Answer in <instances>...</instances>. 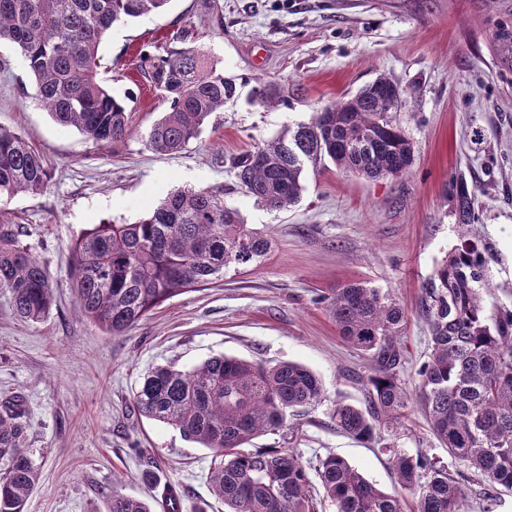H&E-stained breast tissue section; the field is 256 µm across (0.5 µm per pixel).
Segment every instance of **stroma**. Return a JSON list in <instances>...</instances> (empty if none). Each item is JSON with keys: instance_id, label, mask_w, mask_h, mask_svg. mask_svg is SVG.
Listing matches in <instances>:
<instances>
[{"instance_id": "1", "label": "stroma", "mask_w": 512, "mask_h": 512, "mask_svg": "<svg viewBox=\"0 0 512 512\" xmlns=\"http://www.w3.org/2000/svg\"><path fill=\"white\" fill-rule=\"evenodd\" d=\"M502 18L512 19V0H171L165 12L115 26L102 40L100 77L126 99L133 130L111 148L57 124L23 94L26 62L19 49L0 46L8 63L0 126L25 133L52 175L43 192L0 204L5 219L27 227L55 285L50 313L37 323L20 320L0 288V400L23 401L40 466L27 512H101L112 487L147 499L168 485L183 491L182 512H224L207 480L210 451L134 404L150 369L188 370L220 355L294 361L318 375L322 401L252 442L290 449L310 468L316 512H334L313 472L319 458L341 456L392 493L398 486L381 444L444 456L417 410L405 425L382 429L378 445L336 430V405L364 403L369 361L340 338L322 298L358 281L406 308L398 375L415 392L429 354L424 287L457 242L450 188L462 177L476 191L477 232L489 248L495 292L487 307L512 309V68L491 43ZM184 26L219 58L239 95L196 141L159 154L145 137L166 105L140 57L159 53ZM381 75L410 92L393 115L415 146L405 176L371 180L329 162L309 167L300 200L280 211L242 192L231 157ZM260 81L277 86L279 105L254 99ZM206 187L223 188L225 206L271 239L261 262L165 301L122 336L84 318L69 280L77 239L101 222L139 221L175 189Z\"/></svg>"}]
</instances>
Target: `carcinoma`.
Returning <instances> with one entry per match:
<instances>
[{
  "label": "carcinoma",
  "instance_id": "cac0c4a2",
  "mask_svg": "<svg viewBox=\"0 0 512 512\" xmlns=\"http://www.w3.org/2000/svg\"><path fill=\"white\" fill-rule=\"evenodd\" d=\"M171 0H0V43L18 48L33 80L35 98L61 126L74 127L99 146L125 142L133 133L124 101L99 77V48L115 25ZM512 20L497 21L492 40L512 65ZM180 47L141 58L144 77L166 111L145 140L160 153L181 151L197 139L207 119L237 97L219 59L196 44L194 33L172 34ZM254 94L279 102L270 85ZM406 104L401 87L380 76L355 95L331 101L310 122L232 158L238 186L274 210L295 204L306 166L330 160L344 173L370 179L399 178L411 168L415 148L391 113ZM50 171L24 134L0 127V201L38 194ZM457 245L426 286L422 314L429 326L428 360L418 370L415 396L398 378L395 345L405 309L390 295L351 282L324 297L341 338L366 354L371 374L362 406L336 405V430L372 442L382 427L401 423L410 402L424 413L448 457L484 486L487 500L512 491V310L491 313L484 295L487 247L472 230L475 191L461 178L450 190ZM19 224L0 223V288L15 314L40 322L50 312L53 282L26 243ZM271 241L224 206L221 188L180 189L132 224H97L73 247L70 279L79 309L102 331L120 336L161 303L238 272L266 256ZM322 399L318 376L296 362L274 365L216 356L189 369L156 367L135 394L139 413L177 429L213 454L208 472L224 512H313L305 465L287 448L245 449L261 434L280 430L288 414ZM29 421L21 401L0 402V512H26L39 467L28 446ZM400 489L415 497L416 512H464L465 494L448 466L434 456L393 453ZM336 512H403V499L370 483L343 458L315 466ZM157 502L114 489L104 512H156Z\"/></svg>",
  "mask_w": 512,
  "mask_h": 512
}]
</instances>
